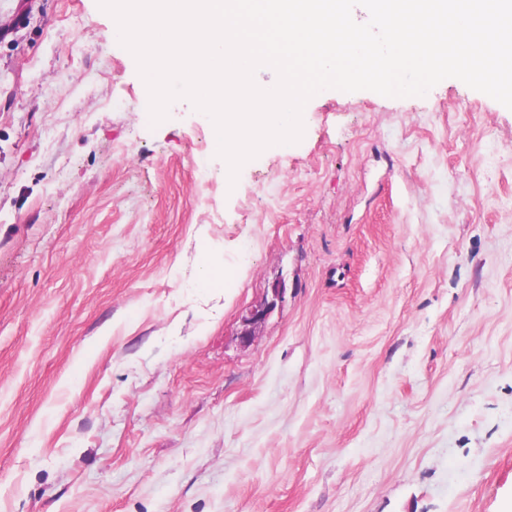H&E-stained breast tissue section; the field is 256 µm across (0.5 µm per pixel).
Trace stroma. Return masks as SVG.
Masks as SVG:
<instances>
[{"instance_id":"obj_1","label":"stroma","mask_w":512,"mask_h":512,"mask_svg":"<svg viewBox=\"0 0 512 512\" xmlns=\"http://www.w3.org/2000/svg\"><path fill=\"white\" fill-rule=\"evenodd\" d=\"M303 113L229 184L98 0H0V512H512V110ZM285 290V285L282 282L275 283L271 288V299L267 300L262 306L255 307L246 312L242 317L243 328L240 332L242 342L249 343L252 340L255 329L265 322L279 303L283 302Z\"/></svg>"}]
</instances>
